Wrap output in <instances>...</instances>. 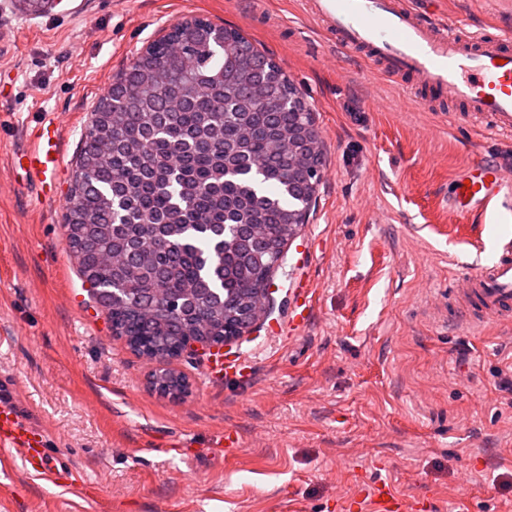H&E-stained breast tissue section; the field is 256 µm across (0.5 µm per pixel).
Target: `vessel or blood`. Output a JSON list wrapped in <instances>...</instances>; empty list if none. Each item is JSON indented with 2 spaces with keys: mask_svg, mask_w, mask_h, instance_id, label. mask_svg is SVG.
<instances>
[{
  "mask_svg": "<svg viewBox=\"0 0 512 512\" xmlns=\"http://www.w3.org/2000/svg\"><path fill=\"white\" fill-rule=\"evenodd\" d=\"M312 15L344 54L364 53L380 74L416 80L417 101L432 108L442 100L449 111L485 119L490 132L512 134V37H488L457 26H436L420 18L409 0H311ZM62 126L43 117L28 131L26 146L6 159L23 184L45 198L55 196L54 178L63 163ZM449 209L466 219L498 221L512 208V174L494 163H470L453 180ZM293 315L308 323L315 290L302 285ZM450 310H463L474 326L512 320V241L504 242L493 264L464 277L449 297ZM49 436L33 424L9 383L0 384V454L17 456L24 472L54 483L77 481L73 471L49 455Z\"/></svg>",
  "mask_w": 512,
  "mask_h": 512,
  "instance_id": "vessel-or-blood-1",
  "label": "vessel or blood"
}]
</instances>
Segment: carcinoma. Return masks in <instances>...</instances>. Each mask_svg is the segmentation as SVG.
Segmentation results:
<instances>
[{
  "label": "carcinoma",
  "instance_id": "1",
  "mask_svg": "<svg viewBox=\"0 0 512 512\" xmlns=\"http://www.w3.org/2000/svg\"><path fill=\"white\" fill-rule=\"evenodd\" d=\"M100 97L82 132L65 223L83 279L115 334L165 358L193 336L222 341L298 234L313 188L270 149L321 138L285 73L242 33L204 17L173 25ZM160 393L186 376L152 375Z\"/></svg>",
  "mask_w": 512,
  "mask_h": 512
}]
</instances>
